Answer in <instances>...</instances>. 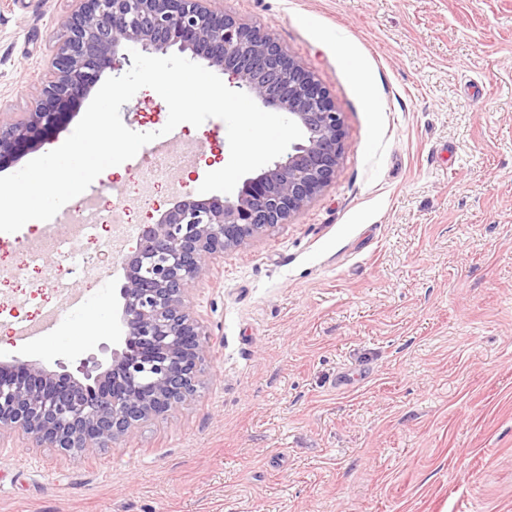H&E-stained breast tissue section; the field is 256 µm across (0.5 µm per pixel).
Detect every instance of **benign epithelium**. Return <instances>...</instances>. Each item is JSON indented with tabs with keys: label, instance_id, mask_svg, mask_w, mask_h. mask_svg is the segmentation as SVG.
<instances>
[{
	"label": "benign epithelium",
	"instance_id": "obj_1",
	"mask_svg": "<svg viewBox=\"0 0 512 512\" xmlns=\"http://www.w3.org/2000/svg\"><path fill=\"white\" fill-rule=\"evenodd\" d=\"M61 22L57 51L28 112L0 120V170L52 142L126 50L190 51L230 84L286 115L303 136L286 156L247 178L236 197L186 196L142 230L124 256L120 348L112 365L79 360L76 372L0 363V438L16 431L35 448H110L146 420L192 398L207 333L186 303L187 287L209 264L286 224L336 174L343 124L327 88L280 45L205 0H76Z\"/></svg>",
	"mask_w": 512,
	"mask_h": 512
}]
</instances>
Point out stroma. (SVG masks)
Wrapping results in <instances>:
<instances>
[{
	"mask_svg": "<svg viewBox=\"0 0 512 512\" xmlns=\"http://www.w3.org/2000/svg\"><path fill=\"white\" fill-rule=\"evenodd\" d=\"M222 5L329 90L336 175L193 285L196 395L109 448L1 438L0 512H512V0ZM74 7L0 0L1 114L30 107ZM120 115L155 132L168 107L144 88ZM175 133L177 189L136 227L229 160L222 120ZM124 282L68 226L0 235V362L110 365ZM67 291L84 306L20 340Z\"/></svg>",
	"mask_w": 512,
	"mask_h": 512,
	"instance_id": "obj_1",
	"label": "stroma"
}]
</instances>
